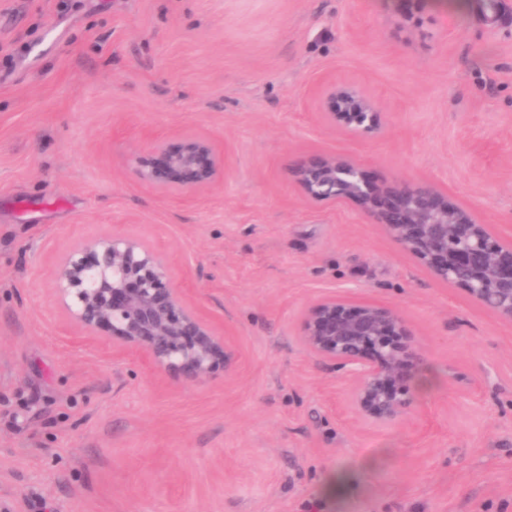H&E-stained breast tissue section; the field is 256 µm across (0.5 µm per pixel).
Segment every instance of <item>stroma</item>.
Here are the masks:
<instances>
[{
    "label": "stroma",
    "mask_w": 512,
    "mask_h": 512,
    "mask_svg": "<svg viewBox=\"0 0 512 512\" xmlns=\"http://www.w3.org/2000/svg\"><path fill=\"white\" fill-rule=\"evenodd\" d=\"M462 2L0 0V512H512V322L291 175L348 155L512 232V0L493 24ZM328 80L385 134L326 124ZM184 133L224 153L190 199L134 163ZM108 234L163 254L233 371L178 380L74 335L55 268ZM331 296L403 312L418 413L364 421L300 343ZM338 471L354 482L333 492Z\"/></svg>",
    "instance_id": "stroma-1"
}]
</instances>
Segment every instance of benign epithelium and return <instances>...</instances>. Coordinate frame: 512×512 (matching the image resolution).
I'll list each match as a JSON object with an SVG mask.
<instances>
[{"instance_id": "obj_1", "label": "benign epithelium", "mask_w": 512, "mask_h": 512, "mask_svg": "<svg viewBox=\"0 0 512 512\" xmlns=\"http://www.w3.org/2000/svg\"><path fill=\"white\" fill-rule=\"evenodd\" d=\"M317 109L335 128L363 137L385 131L374 102L351 86L324 82ZM136 164L142 182L187 198L224 178V158L196 134L155 143ZM292 176L311 199L357 202L437 280L464 288L485 311L512 321V240L449 202L437 185L376 183L355 160L336 154L312 155ZM54 282L78 335L104 330L113 350L139 354L155 371L201 382L237 363L231 337L217 334L186 302L163 259L138 239L112 235L72 250ZM300 340L349 374L351 404L364 420L394 424L417 412L415 386L425 359L399 310L324 298L304 312Z\"/></svg>"}]
</instances>
